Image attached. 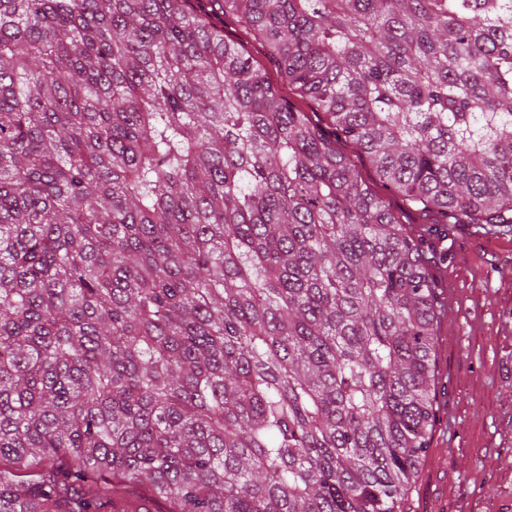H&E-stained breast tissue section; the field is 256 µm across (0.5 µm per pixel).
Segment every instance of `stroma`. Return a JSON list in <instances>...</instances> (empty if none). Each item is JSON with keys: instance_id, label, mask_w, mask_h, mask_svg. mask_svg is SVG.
Instances as JSON below:
<instances>
[{"instance_id": "obj_1", "label": "stroma", "mask_w": 512, "mask_h": 512, "mask_svg": "<svg viewBox=\"0 0 512 512\" xmlns=\"http://www.w3.org/2000/svg\"><path fill=\"white\" fill-rule=\"evenodd\" d=\"M451 293L436 327L437 419L403 512H512V234L456 225L440 242L405 216Z\"/></svg>"}]
</instances>
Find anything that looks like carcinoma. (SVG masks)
<instances>
[{"label": "carcinoma", "mask_w": 512, "mask_h": 512, "mask_svg": "<svg viewBox=\"0 0 512 512\" xmlns=\"http://www.w3.org/2000/svg\"><path fill=\"white\" fill-rule=\"evenodd\" d=\"M340 141L511 226L512 0H0V512L400 508L441 310ZM224 35L228 39H241L248 54L260 65L265 67L271 76H276L275 67L271 64L264 44L261 41L247 37L241 32L239 26L231 23L227 25L224 24Z\"/></svg>", "instance_id": "cac0c4a2"}]
</instances>
